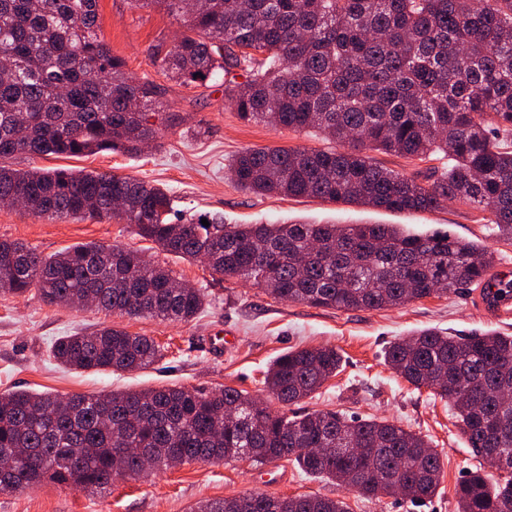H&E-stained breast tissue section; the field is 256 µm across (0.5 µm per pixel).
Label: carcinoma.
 <instances>
[{"instance_id":"1","label":"carcinoma","mask_w":512,"mask_h":512,"mask_svg":"<svg viewBox=\"0 0 512 512\" xmlns=\"http://www.w3.org/2000/svg\"><path fill=\"white\" fill-rule=\"evenodd\" d=\"M158 5L184 28L153 62L182 83L223 75L224 98L247 122L313 131L335 146L245 149L235 183L257 194L318 197L391 211H432L450 201L489 211L512 241V0H132ZM98 0H0V159L16 153L136 155L183 122L165 90L126 71L98 36ZM448 159L426 183L388 169L372 152ZM20 198L47 220L117 217L170 255L203 258L221 276L269 295L332 309H383L444 291L481 289L493 305L512 280L493 274L494 251L400 224H173L171 197L111 172L18 170L0 162V199ZM125 202L115 211L113 200ZM36 289L50 305L91 297L114 315L189 321L204 290L119 246L79 244L50 257L0 240V293ZM51 357L76 371L145 369L153 339L112 325L58 338ZM391 368L448 400L469 447L499 458L502 478L470 472L458 512H512V336L458 337L419 329L388 347ZM342 367L328 346L289 350L268 368V394L288 405ZM324 448L321 456L303 452ZM0 493L45 480L105 491L185 462L289 458L305 473L366 496L411 501L439 492L440 453L385 419L273 410L235 388L182 386L66 397L0 395ZM194 512H348L319 496L249 492L199 503Z\"/></svg>"}]
</instances>
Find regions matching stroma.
<instances>
[{"label": "stroma", "instance_id": "35a3bbf8", "mask_svg": "<svg viewBox=\"0 0 512 512\" xmlns=\"http://www.w3.org/2000/svg\"><path fill=\"white\" fill-rule=\"evenodd\" d=\"M98 23L100 38L113 55L124 59L132 76L164 88V99L171 111L180 113L182 125L165 131L158 145L136 156L109 151L83 156L19 154L10 160L13 168L109 171L159 184L169 189L173 215L183 221L204 214L226 224L290 219L441 230L489 246L496 256L495 273L512 272V243L493 236L484 212L459 202L434 211L393 212L239 189L229 173L238 152L273 146L327 149L330 141L311 132L244 122L225 102L223 88L172 80L152 61L154 51L170 49L181 32L163 9L137 8L132 0H99ZM0 240L23 242L45 257L88 242L139 250L208 295L198 317L183 323L113 317L95 307L50 306L33 290L19 297L0 294V394L29 390L66 396L178 385L208 391L233 387L263 399L265 371L276 357L295 348L329 345L343 356L340 371L311 397L291 404V411L392 419L441 451L443 464L439 493L416 503L389 495L367 498L309 476L287 460L256 464L232 459L119 479L103 493L46 481L22 492L0 493V512H190L199 501L254 490L273 496L339 498L349 512H457L456 489L481 459L468 447L446 400L398 377L385 352L397 338L422 328L457 336L489 330L511 336L512 319L490 313L476 288L395 308L333 310L274 299L252 283L212 273L202 262L163 253L115 217L49 221L0 205ZM107 324L154 339L164 348L163 358L144 370L109 373L68 370L51 357L57 338Z\"/></svg>", "mask_w": 512, "mask_h": 512}]
</instances>
